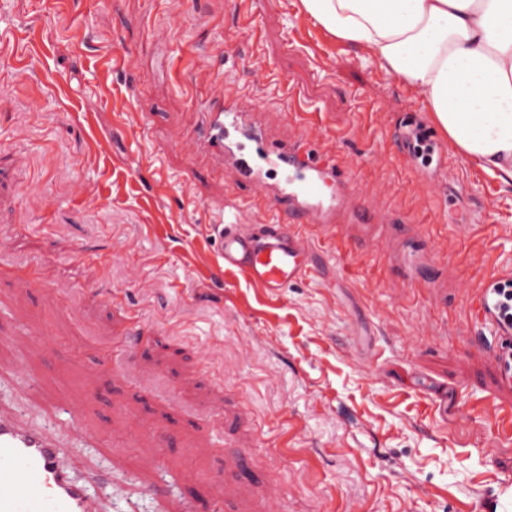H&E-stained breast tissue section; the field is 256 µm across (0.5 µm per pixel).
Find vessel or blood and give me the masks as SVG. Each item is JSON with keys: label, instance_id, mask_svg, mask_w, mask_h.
<instances>
[{"label": "vessel or blood", "instance_id": "obj_1", "mask_svg": "<svg viewBox=\"0 0 512 512\" xmlns=\"http://www.w3.org/2000/svg\"><path fill=\"white\" fill-rule=\"evenodd\" d=\"M196 120L187 129L202 147L201 160L217 163L240 184L259 183L273 169L294 175L276 185L289 214L303 224L330 223L336 205L324 193L336 172L318 158L296 149L272 148L260 125L238 99L220 90L197 104ZM298 229L255 234L239 224L222 226L220 255L225 269L268 289L281 288L306 271ZM0 512H98L86 483L71 474L55 431L28 428L0 412Z\"/></svg>", "mask_w": 512, "mask_h": 512}]
</instances>
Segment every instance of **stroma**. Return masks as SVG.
<instances>
[{
	"label": "stroma",
	"instance_id": "obj_1",
	"mask_svg": "<svg viewBox=\"0 0 512 512\" xmlns=\"http://www.w3.org/2000/svg\"><path fill=\"white\" fill-rule=\"evenodd\" d=\"M0 39V411L58 433L100 512H203L210 481L236 484L227 448L268 478L226 495L227 512L245 497L269 512H512V391L469 280L483 259L512 277V185L297 0H0ZM107 54L123 59L108 96ZM217 69L268 140L305 139L351 180L335 228H304L308 272L284 288L225 271L211 226L238 211L285 228V204L176 144ZM412 120L438 146L431 167L396 138ZM132 315L160 348L141 375H99L126 359ZM34 329L48 348L22 346ZM121 401L169 446L129 449L134 425L112 435ZM120 471L130 481L110 488Z\"/></svg>",
	"mask_w": 512,
	"mask_h": 512
}]
</instances>
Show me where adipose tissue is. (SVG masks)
Returning <instances> with one entry per match:
<instances>
[{
    "label": "adipose tissue",
    "instance_id": "adipose-tissue-1",
    "mask_svg": "<svg viewBox=\"0 0 512 512\" xmlns=\"http://www.w3.org/2000/svg\"><path fill=\"white\" fill-rule=\"evenodd\" d=\"M420 98L451 148L512 180V0H298Z\"/></svg>",
    "mask_w": 512,
    "mask_h": 512
}]
</instances>
